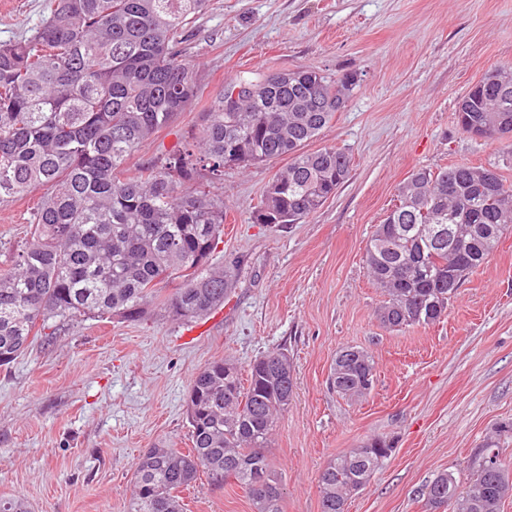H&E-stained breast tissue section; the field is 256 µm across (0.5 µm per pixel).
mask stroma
Here are the masks:
<instances>
[{"label": "stroma", "mask_w": 512, "mask_h": 512, "mask_svg": "<svg viewBox=\"0 0 512 512\" xmlns=\"http://www.w3.org/2000/svg\"><path fill=\"white\" fill-rule=\"evenodd\" d=\"M48 2L0 0V43L33 36ZM183 61L202 99L134 152L129 171L201 129L236 75L312 67L357 77L313 143L344 150L350 174L305 221L272 232L248 217L279 162L225 169L213 183L226 212L216 261L238 275L202 319L49 321L47 338L0 369V497L24 498L32 512H128L143 451L190 446L185 402L196 373L279 348L295 379L270 450L282 512H320L323 465L374 435L393 452L346 512H425L419 489L442 472L469 478L490 436L512 466V231L427 327L383 328L375 311L384 296L362 262L413 171L496 163L512 184L506 144L472 137L456 120L469 88L512 62V0H211ZM40 196L0 203V249L23 242ZM345 346L375 361L365 400L329 387ZM182 497L186 512H254L237 486L202 480Z\"/></svg>", "instance_id": "35a3bbf8"}]
</instances>
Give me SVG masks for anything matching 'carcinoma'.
Wrapping results in <instances>:
<instances>
[{"label":"carcinoma","instance_id":"carcinoma-1","mask_svg":"<svg viewBox=\"0 0 512 512\" xmlns=\"http://www.w3.org/2000/svg\"><path fill=\"white\" fill-rule=\"evenodd\" d=\"M210 0H51L34 36L0 44V203L44 190L30 236L0 268V368H8L53 318L142 321L152 310L200 318L224 303L235 273L212 261L224 243V195L204 178L226 168L285 159L252 212L282 228L315 213L345 182L349 156L310 150L350 98L355 75L298 67L270 78L236 76L211 103L193 149L170 151L131 174L128 157L202 97L181 45ZM241 88L237 106L227 99ZM460 128L490 142L512 139V64L486 71L457 107ZM237 150V160L224 156ZM367 240L363 263L384 301L389 330L439 322L448 280L461 287L512 227V185L494 165L419 169L398 189ZM172 285L163 295L158 285ZM372 357L346 346L328 381L341 397L368 396ZM288 354L268 351L242 378L230 358L192 379L186 401L191 448H150L139 458L128 512H184L180 493L206 475L241 486L254 512H282L270 457L279 414L294 392ZM380 436L329 460L318 476L320 512H345L391 455ZM512 470L474 469L461 487L448 472L422 490L431 512H501ZM0 512H30L0 497Z\"/></svg>","mask_w":512,"mask_h":512}]
</instances>
